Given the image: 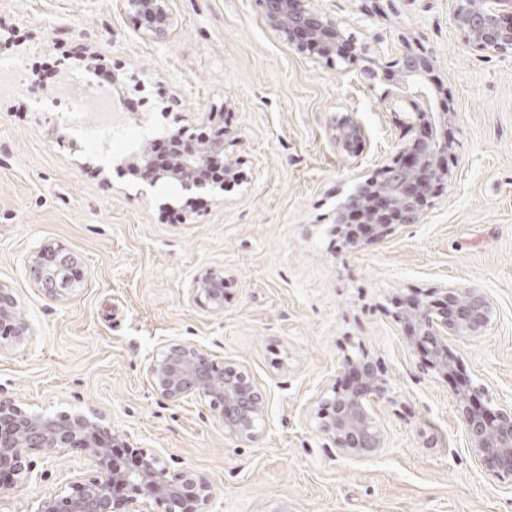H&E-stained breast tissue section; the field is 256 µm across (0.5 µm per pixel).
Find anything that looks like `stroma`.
Listing matches in <instances>:
<instances>
[{
    "label": "stroma",
    "mask_w": 512,
    "mask_h": 512,
    "mask_svg": "<svg viewBox=\"0 0 512 512\" xmlns=\"http://www.w3.org/2000/svg\"><path fill=\"white\" fill-rule=\"evenodd\" d=\"M311 5L365 46V69L298 51L257 0H173L161 43L111 0H0V62L21 63L34 91L0 97V284L32 331L0 349V396L95 409L133 447L207 474L210 512H512V476L468 448L455 396L512 406V56L466 45L451 0ZM406 38L434 50L454 99L452 179L419 223L350 244L334 231L338 209L407 140L406 110L383 104ZM97 65L119 75L125 125L148 139L223 113L224 156L241 179L168 221L180 185L128 175L127 148H89L53 106L67 72ZM349 121L364 130L355 149L338 137ZM41 246L75 258L60 298L29 276ZM210 268L228 281L220 312L190 298ZM453 286L488 297L490 324L450 338L457 371L444 378L396 312ZM177 342L254 381L265 400L256 439L227 437L204 400L152 390L149 359ZM361 353L389 393L375 412L385 446L357 458L319 432L316 412ZM27 458L33 478L0 487V512H36L95 473L78 448Z\"/></svg>",
    "instance_id": "obj_1"
}]
</instances>
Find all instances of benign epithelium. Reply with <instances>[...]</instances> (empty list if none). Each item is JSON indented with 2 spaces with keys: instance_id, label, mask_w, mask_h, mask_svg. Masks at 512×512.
Segmentation results:
<instances>
[{
  "instance_id": "benign-epithelium-1",
  "label": "benign epithelium",
  "mask_w": 512,
  "mask_h": 512,
  "mask_svg": "<svg viewBox=\"0 0 512 512\" xmlns=\"http://www.w3.org/2000/svg\"><path fill=\"white\" fill-rule=\"evenodd\" d=\"M269 25L300 51H315L330 60L338 58L347 69L357 67L362 49L345 38L338 25L314 10L310 0H259ZM123 10L147 19V31L157 39L169 36L171 0H115ZM451 20L471 47L492 54H512V0H452ZM405 94L386 98L393 109L409 106V140L382 169L379 181H368L347 197L336 216L344 224L348 216L367 223L364 235L381 239L393 224H416L428 200L451 178L448 137L440 132L453 111L438 97L441 81L435 77V56L405 42L396 62ZM177 146L175 166L166 171L152 167L148 145H143L124 164L140 171L154 186L172 179L196 194H210L224 185L199 176L214 146H199L179 129L168 133ZM74 257L61 250L39 249L29 260V275L46 295L62 293L59 278L74 271ZM224 272L208 269L195 280L191 296L214 311L224 308ZM13 289L0 285V348L20 346L31 336V327L15 310ZM407 326L409 343L423 352L432 369L442 377L451 368L450 336H480L488 326L489 301L476 288L453 287L438 300L410 302L398 313ZM348 384L333 391L325 403L321 431L342 453L371 456L385 445L373 416L374 406L384 401L387 382L380 366L367 356L349 358L343 369ZM148 383L162 399L176 402L195 395L208 402L224 421L225 434L233 439L257 438V424L264 401L252 380L236 363L218 367L191 343L164 346L146 367ZM467 446L478 461L512 475V408L492 411L458 399ZM131 448L127 436L105 426L94 412L44 414L27 411L13 400L0 397V483L10 478H32L27 451L37 449L55 458L66 448H80L93 462L95 475L72 488L40 501L38 512H152L158 504L164 512H207L213 499L207 474L175 470L143 448L134 449L137 465L130 468L112 449Z\"/></svg>"
}]
</instances>
